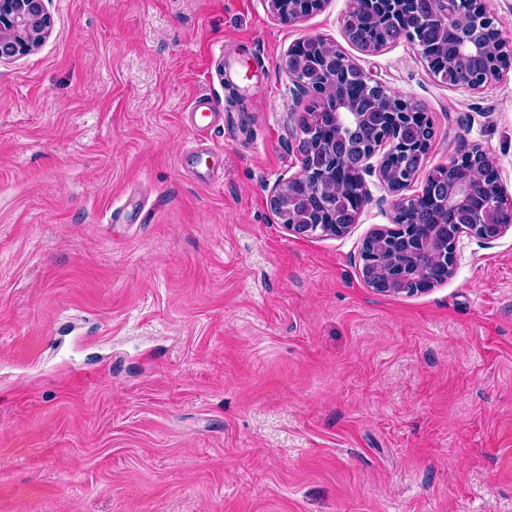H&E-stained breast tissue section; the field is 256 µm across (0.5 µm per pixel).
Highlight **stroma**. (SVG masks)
I'll return each mask as SVG.
<instances>
[{
    "instance_id": "stroma-1",
    "label": "stroma",
    "mask_w": 512,
    "mask_h": 512,
    "mask_svg": "<svg viewBox=\"0 0 512 512\" xmlns=\"http://www.w3.org/2000/svg\"><path fill=\"white\" fill-rule=\"evenodd\" d=\"M0 63V512H512V229L462 237L414 296L363 278L394 197L341 236L269 205L320 35L430 113L425 169L485 149L512 191V71L450 90L405 41L364 54L353 0H45ZM224 123L194 153L196 100ZM212 181L190 176V165ZM138 203L135 224L113 207ZM272 15L281 23L294 22L313 11L320 5V0H268ZM303 59L296 54V47L293 45L288 49L285 58L282 61L283 68L288 72L292 80L294 81L297 91L302 94L306 92H313V86L305 81L301 76L302 68L305 64Z\"/></svg>"
}]
</instances>
